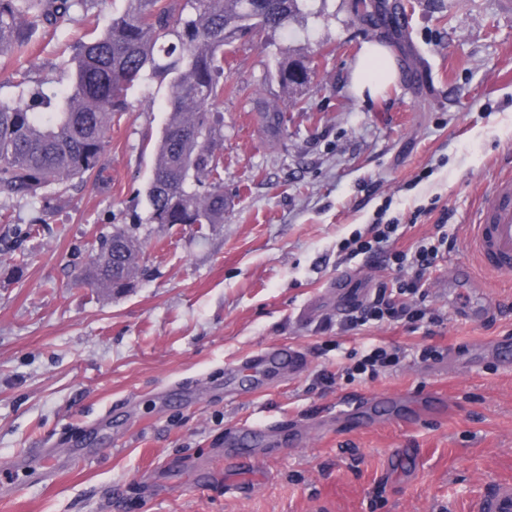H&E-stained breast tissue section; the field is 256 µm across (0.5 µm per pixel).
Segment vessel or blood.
I'll list each match as a JSON object with an SVG mask.
<instances>
[{"label": "vessel or blood", "instance_id": "vessel-or-blood-1", "mask_svg": "<svg viewBox=\"0 0 512 512\" xmlns=\"http://www.w3.org/2000/svg\"><path fill=\"white\" fill-rule=\"evenodd\" d=\"M474 250L487 271H512V179L494 183L486 195L479 222L475 226ZM304 357L298 350L279 346L251 356L233 366V373L255 374L261 369H302ZM484 512H512V486L503 485L482 504Z\"/></svg>", "mask_w": 512, "mask_h": 512}]
</instances>
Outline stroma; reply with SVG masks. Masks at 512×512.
Returning <instances> with one entry per match:
<instances>
[{"mask_svg": "<svg viewBox=\"0 0 512 512\" xmlns=\"http://www.w3.org/2000/svg\"><path fill=\"white\" fill-rule=\"evenodd\" d=\"M403 18L363 21L355 0H308L288 30L224 50L246 88L221 109L226 211L220 224H135L166 122L167 87L135 88L112 123L104 176L48 207L0 197V512H479L512 485V273L478 267L482 196L512 174V10L503 0H402ZM67 25L0 58V98L17 72L67 84ZM391 53L396 79L361 98L351 76L365 45ZM314 61L281 88L284 52ZM286 109L274 137L256 103ZM47 222L28 226L38 210ZM398 223L392 249L444 224L448 253L425 277L436 335L385 322L348 332L357 302L400 276L345 245ZM119 226L141 243L130 288L75 276ZM302 351L304 368L254 387L227 370L265 349ZM433 344L451 360L403 365L359 383L348 354ZM392 405L336 419L345 396ZM445 401L439 411L419 404ZM271 421L256 444L244 427Z\"/></svg>", "mask_w": 512, "mask_h": 512, "instance_id": "35a3bbf8", "label": "stroma"}]
</instances>
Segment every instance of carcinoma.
<instances>
[{"mask_svg": "<svg viewBox=\"0 0 512 512\" xmlns=\"http://www.w3.org/2000/svg\"><path fill=\"white\" fill-rule=\"evenodd\" d=\"M101 0H0V55L28 51L32 31L48 33ZM306 0H127L101 30L77 47L68 86L48 94L22 89L0 99V195L22 200L61 197L71 181L99 178L112 115L129 108L128 92L152 79L168 81V118L144 195L147 218L134 223H224V164L214 112L224 92V47L234 40L288 28ZM309 59L279 62L284 88L308 81ZM258 112L278 133L283 111ZM139 244L127 229L99 238L82 273L92 288H127L123 270L138 271Z\"/></svg>", "mask_w": 512, "mask_h": 512, "instance_id": "carcinoma-1", "label": "carcinoma"}]
</instances>
